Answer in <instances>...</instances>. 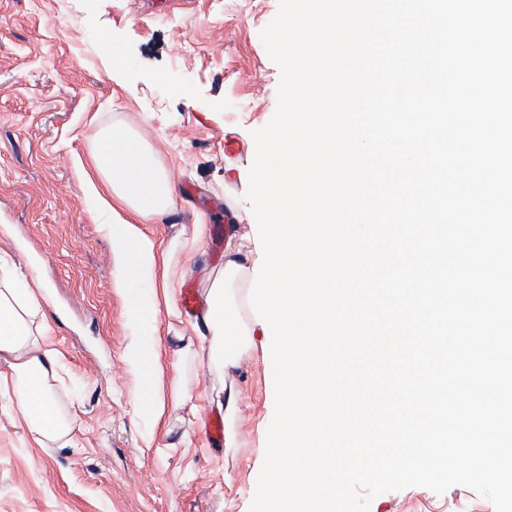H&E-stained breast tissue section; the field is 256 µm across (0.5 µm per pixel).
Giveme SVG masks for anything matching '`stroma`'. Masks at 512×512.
I'll list each match as a JSON object with an SVG mask.
<instances>
[{
  "label": "stroma",
  "instance_id": "stroma-1",
  "mask_svg": "<svg viewBox=\"0 0 512 512\" xmlns=\"http://www.w3.org/2000/svg\"><path fill=\"white\" fill-rule=\"evenodd\" d=\"M279 0H0V258L42 278L55 351L77 416L71 445L37 442L0 386V512H249L274 415L270 352L243 362L238 446L205 431L219 386L199 359L171 435L151 430L129 369L126 302L112 288L107 213L76 165L99 126L120 118L161 151L176 206L156 238L210 233L198 269L224 261L229 203L252 234L245 198L252 133L277 105L280 69L261 31ZM241 109L231 112L229 101ZM370 512H495L456 485L376 497Z\"/></svg>",
  "mask_w": 512,
  "mask_h": 512
}]
</instances>
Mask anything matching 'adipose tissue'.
Masks as SVG:
<instances>
[{
	"mask_svg": "<svg viewBox=\"0 0 512 512\" xmlns=\"http://www.w3.org/2000/svg\"><path fill=\"white\" fill-rule=\"evenodd\" d=\"M86 165L82 177L89 202L112 218L106 227L112 242V288L127 303L129 364L139 394L149 405L153 427L165 423L167 405L159 384L166 369L174 370L176 396L184 398L187 382L204 354L223 383V396L216 404L224 410V446L236 447L241 402L236 374L253 348L258 328L247 303L258 258L253 240L229 230L223 263L201 271L206 294L193 335L175 333L173 349L165 350L162 337L147 333L143 323L161 310L169 318H179L173 293L209 227L198 224L192 236L175 234L162 240L150 233L151 224L172 213L176 189L158 150L125 121L113 120L96 131ZM132 280L161 292L163 304L144 306L128 287ZM41 296L39 282L0 260V362L12 371L15 403L29 430L39 441L66 446L75 418L68 410L70 397L60 382L58 359L43 342L47 325L39 317Z\"/></svg>",
	"mask_w": 512,
	"mask_h": 512,
	"instance_id": "obj_1",
	"label": "adipose tissue"
}]
</instances>
